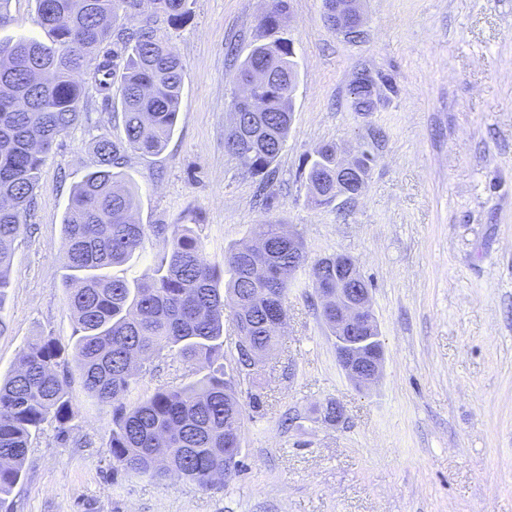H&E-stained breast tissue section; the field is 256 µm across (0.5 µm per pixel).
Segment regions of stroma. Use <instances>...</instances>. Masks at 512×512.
<instances>
[{"label":"stroma","mask_w":512,"mask_h":512,"mask_svg":"<svg viewBox=\"0 0 512 512\" xmlns=\"http://www.w3.org/2000/svg\"><path fill=\"white\" fill-rule=\"evenodd\" d=\"M267 0H192L175 29L153 18L184 65L176 129L156 155L127 150L123 178L146 225L187 224L211 261L277 220L310 259L353 258L372 288L380 377L361 390L337 363L305 275L288 293V326L264 369L242 380L247 406L230 482L203 491L113 472L112 409L70 372L66 442L44 424L6 512H512V0H362L365 37L346 41L323 0H288L298 88L287 143L269 181L224 152L236 76ZM0 41L42 34L35 0H9ZM361 70L395 87L378 111H354ZM82 119L47 156L31 229L14 243L0 302V378L27 343L72 356L77 326L64 285L62 220L95 163V136L125 140L119 95L91 92ZM337 144L376 160L362 194L312 208L306 156ZM342 424L320 420L327 402Z\"/></svg>","instance_id":"1"}]
</instances>
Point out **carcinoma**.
I'll list each match as a JSON object with an SVG mask.
<instances>
[{
	"label": "carcinoma",
	"mask_w": 512,
	"mask_h": 512,
	"mask_svg": "<svg viewBox=\"0 0 512 512\" xmlns=\"http://www.w3.org/2000/svg\"><path fill=\"white\" fill-rule=\"evenodd\" d=\"M154 14L175 29L192 18L191 0H150ZM143 0H36L44 38L0 44V305L10 287L12 243L27 228L46 155L82 114L90 89L119 96L127 146L160 153L175 131L184 66L174 46L159 40ZM287 0H268L259 20L265 32L280 28ZM112 47H107V43ZM291 42L256 45L236 81L246 96L235 102L239 124L225 148L243 172L269 177L291 124L297 74ZM389 78L365 75L349 87L357 112L376 110ZM125 146V147H127ZM125 147L100 135L94 168L74 188L63 220L65 285L77 324L74 354L87 391L112 407L107 448L112 469L162 481L172 475L210 490L236 476L244 410L224 364V313L243 337L236 364L274 351L282 335L275 322L288 317V261L308 273L324 271L322 286L336 287V256L311 262L288 242L284 225L257 224L255 247L235 246L220 265L210 262L204 240L187 224L145 226L135 219L137 193L117 169ZM336 146L326 144L305 163L310 201L329 207L362 188L336 178ZM165 250L140 278L105 273L142 251L150 236ZM248 306L237 317V307ZM161 357L194 366L203 375L187 385H163L126 404L144 364ZM53 339L30 341L20 364L0 380V504L19 482L32 437L46 422L68 436L69 373Z\"/></svg>",
	"instance_id": "carcinoma-1"
}]
</instances>
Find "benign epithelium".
Segmentation results:
<instances>
[{
    "mask_svg": "<svg viewBox=\"0 0 512 512\" xmlns=\"http://www.w3.org/2000/svg\"><path fill=\"white\" fill-rule=\"evenodd\" d=\"M361 22L358 3L352 9L336 7V32L345 39L354 41L351 27ZM321 315L334 333L336 359L349 380L365 390L376 383L383 362V350L374 348L364 352L362 347L378 332L371 306V289L352 268L342 278L336 279V291L319 293ZM346 411L339 402H329L324 409V421L331 425L340 424Z\"/></svg>",
    "mask_w": 512,
    "mask_h": 512,
    "instance_id": "obj_1",
    "label": "benign epithelium"
}]
</instances>
